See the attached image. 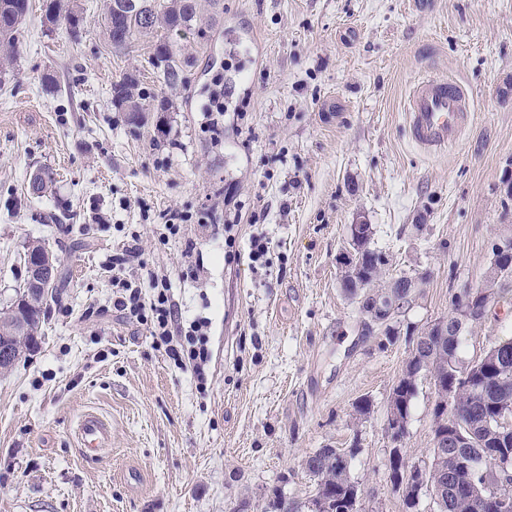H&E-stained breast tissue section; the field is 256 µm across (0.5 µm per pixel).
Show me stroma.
Here are the masks:
<instances>
[{
  "mask_svg": "<svg viewBox=\"0 0 512 512\" xmlns=\"http://www.w3.org/2000/svg\"><path fill=\"white\" fill-rule=\"evenodd\" d=\"M29 2L0 67V308L23 285L29 241H48L60 287L38 347L0 373V512H261L277 494L308 502L304 461L326 447L349 452L363 512H399L392 389L414 339L484 284L493 244L512 238V0H224L175 36L191 62L173 87L146 42H104L106 0H81L77 38L46 29L44 0ZM129 72L169 103L138 128L112 102ZM430 75L471 103L457 143L432 153L406 114ZM218 82L224 114L211 130ZM37 172L53 178L40 198ZM174 211L187 216L175 235ZM360 217L389 277H429L391 343L342 283ZM257 232L271 242L262 266L249 256ZM134 233L136 278L169 277L184 321H209L205 387L112 310V258ZM510 336L502 301L466 329L457 358ZM362 397L373 410L358 418ZM434 400L420 374L410 464L431 462ZM88 412L112 426L97 460L75 435Z\"/></svg>",
  "mask_w": 512,
  "mask_h": 512,
  "instance_id": "35a3bbf8",
  "label": "stroma"
}]
</instances>
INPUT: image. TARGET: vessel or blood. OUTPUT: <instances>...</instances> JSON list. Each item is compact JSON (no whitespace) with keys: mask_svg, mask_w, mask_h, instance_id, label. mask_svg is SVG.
<instances>
[{"mask_svg":"<svg viewBox=\"0 0 512 512\" xmlns=\"http://www.w3.org/2000/svg\"><path fill=\"white\" fill-rule=\"evenodd\" d=\"M412 140L427 150L448 148L470 120V101L456 82L430 78L418 83L407 105ZM110 429L94 415L84 416L78 427V440L86 458H99Z\"/></svg>","mask_w":512,"mask_h":512,"instance_id":"b4317fda","label":"vessel or blood"}]
</instances>
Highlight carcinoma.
Instances as JSON below:
<instances>
[{
	"label": "carcinoma",
	"instance_id": "obj_1",
	"mask_svg": "<svg viewBox=\"0 0 512 512\" xmlns=\"http://www.w3.org/2000/svg\"><path fill=\"white\" fill-rule=\"evenodd\" d=\"M119 0H108L102 35L114 50H126L135 42L148 38L153 58L164 64L166 84L181 82L184 65L180 49L165 37H154L158 29L178 33L199 20L201 0H135V6L120 11L114 8ZM48 26L63 25L72 34L80 31L83 16L77 0H47L44 4ZM29 14V0H0V49L9 60L16 46L20 28ZM112 101L127 113L128 123L140 126L147 113L166 110L165 102L139 88V80L125 75L112 85ZM51 256L47 246L37 241L27 246L24 266L46 262ZM512 253L502 254L492 247L487 289L492 306L512 292ZM387 259L381 251L370 247V239L361 245L354 272L344 274L343 286L357 301L359 313L370 318L372 313L393 310L394 314L409 303V297L423 287L427 275L400 276L384 280ZM47 298L26 289L19 292L17 302L0 309V342L9 345L13 359L37 346L40 324L45 320ZM486 312L473 310L463 317L453 306L448 319L434 324V333L421 335L413 346L407 368L424 371L434 385H448L452 392L435 389L433 407V438L444 428L447 416L450 432H460L458 446L442 447L433 443V462L426 470L427 481L436 493L437 512H489L486 499L497 487L503 474L499 471L497 454L503 453L500 434L505 419L512 418V337L493 344L466 366L459 365L457 350L460 336L467 327L481 322ZM416 394V383L400 379L392 390L389 409L409 414ZM474 462L478 471L470 473L462 461ZM305 467L316 480V490L324 502H336L360 496L358 485L348 476V466L335 448H321L305 460ZM262 512H302V505L282 495L269 499Z\"/></svg>",
	"mask_w": 512,
	"mask_h": 512
}]
</instances>
